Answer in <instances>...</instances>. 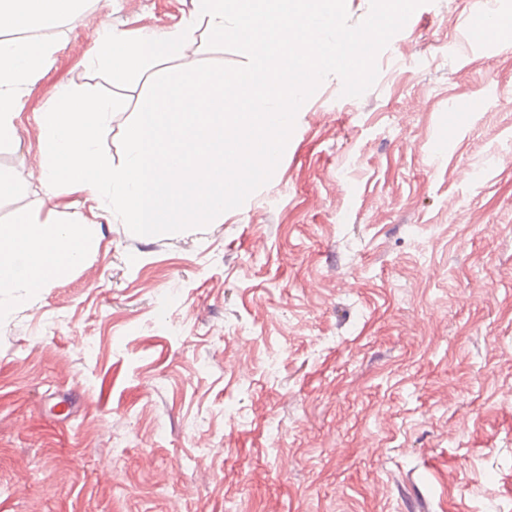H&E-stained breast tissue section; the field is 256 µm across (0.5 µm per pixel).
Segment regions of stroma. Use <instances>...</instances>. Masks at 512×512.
<instances>
[{"label": "stroma", "mask_w": 512, "mask_h": 512, "mask_svg": "<svg viewBox=\"0 0 512 512\" xmlns=\"http://www.w3.org/2000/svg\"><path fill=\"white\" fill-rule=\"evenodd\" d=\"M191 0H84L39 32L0 224H77L39 115L106 89L94 22L162 30ZM512 0H427L361 97L327 77L271 178L208 226L104 215L66 276L0 317V512H512ZM167 60L121 91V137Z\"/></svg>", "instance_id": "1"}]
</instances>
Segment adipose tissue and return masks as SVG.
Returning <instances> with one entry per match:
<instances>
[{
    "label": "adipose tissue",
    "instance_id": "obj_1",
    "mask_svg": "<svg viewBox=\"0 0 512 512\" xmlns=\"http://www.w3.org/2000/svg\"><path fill=\"white\" fill-rule=\"evenodd\" d=\"M83 0H0V31H31L28 39L0 42V141L13 135L16 89L50 64L54 48L35 31L78 10ZM94 243L90 224H0V294L35 293L73 269Z\"/></svg>",
    "mask_w": 512,
    "mask_h": 512
}]
</instances>
